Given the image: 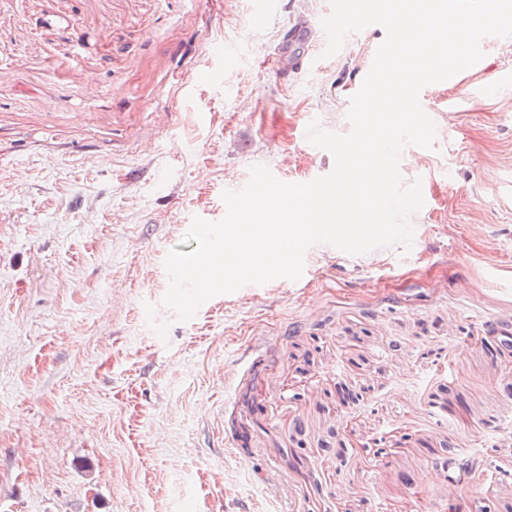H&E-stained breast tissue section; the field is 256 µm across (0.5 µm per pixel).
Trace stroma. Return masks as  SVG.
<instances>
[{
	"label": "stroma",
	"instance_id": "1",
	"mask_svg": "<svg viewBox=\"0 0 512 512\" xmlns=\"http://www.w3.org/2000/svg\"><path fill=\"white\" fill-rule=\"evenodd\" d=\"M330 0H0V512H512V38L426 86L410 250L163 306L264 164L328 174L385 31ZM459 492L449 496V485Z\"/></svg>",
	"mask_w": 512,
	"mask_h": 512
}]
</instances>
